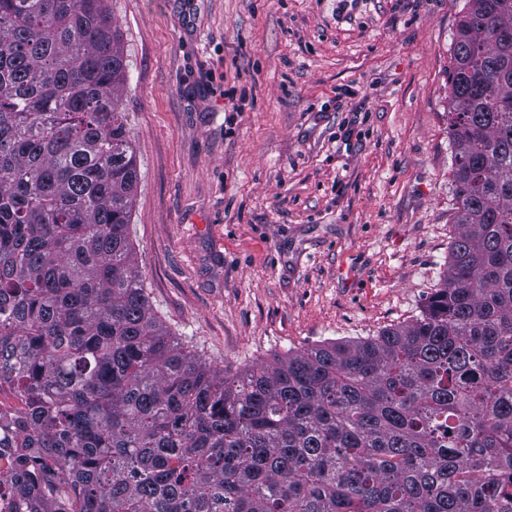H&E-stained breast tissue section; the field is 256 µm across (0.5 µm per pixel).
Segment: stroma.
Listing matches in <instances>:
<instances>
[{"mask_svg":"<svg viewBox=\"0 0 512 512\" xmlns=\"http://www.w3.org/2000/svg\"><path fill=\"white\" fill-rule=\"evenodd\" d=\"M466 0H109L153 311L212 368L415 320L452 226Z\"/></svg>","mask_w":512,"mask_h":512,"instance_id":"obj_1","label":"stroma"}]
</instances>
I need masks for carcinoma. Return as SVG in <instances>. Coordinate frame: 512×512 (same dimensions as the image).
I'll return each instance as SVG.
<instances>
[{
    "label": "carcinoma",
    "instance_id": "obj_1",
    "mask_svg": "<svg viewBox=\"0 0 512 512\" xmlns=\"http://www.w3.org/2000/svg\"><path fill=\"white\" fill-rule=\"evenodd\" d=\"M108 0H0V379L25 512H512V0H467L457 206L408 325L238 379L153 313Z\"/></svg>",
    "mask_w": 512,
    "mask_h": 512
}]
</instances>
